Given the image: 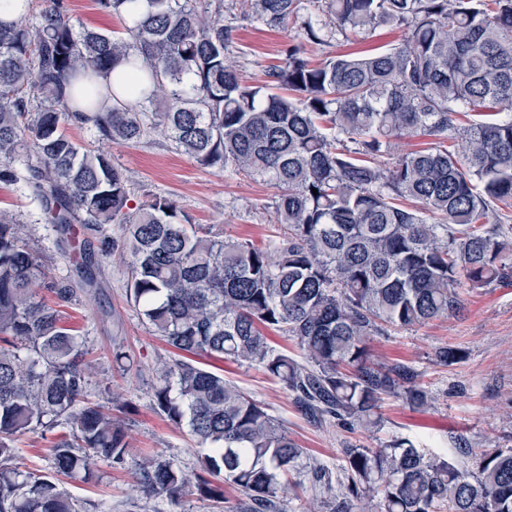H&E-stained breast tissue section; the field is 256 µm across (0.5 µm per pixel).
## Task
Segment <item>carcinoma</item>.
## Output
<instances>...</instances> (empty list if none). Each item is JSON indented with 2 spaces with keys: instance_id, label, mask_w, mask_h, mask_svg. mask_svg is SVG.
Instances as JSON below:
<instances>
[{
  "instance_id": "cac0c4a2",
  "label": "carcinoma",
  "mask_w": 512,
  "mask_h": 512,
  "mask_svg": "<svg viewBox=\"0 0 512 512\" xmlns=\"http://www.w3.org/2000/svg\"><path fill=\"white\" fill-rule=\"evenodd\" d=\"M271 24L299 0H249ZM127 15V37L75 32L62 0L32 20L0 19V180L27 186L72 253L75 276H55L26 225L0 211V512H79L59 477L90 482L96 465L131 464L149 498L186 487L229 512H280L304 456L284 425L224 375L183 358L160 368L154 411L187 425L202 453L187 471L161 453L129 461L118 397L92 398L87 338L61 307L97 287L94 269L130 256L126 297L172 349L255 363L313 419L371 430L387 395L422 406L417 372L369 361L379 324L414 327L457 311L458 279L482 288L512 275V0H327L301 22L315 44L404 29L383 53L313 66L292 47L260 86L227 56L221 11L193 0H97ZM118 77L135 104L92 115L97 78ZM79 123L98 139L134 144L158 132L204 166L275 185L286 229L267 243L226 240L155 196L132 211L130 181L110 155L73 142ZM413 136L428 146L380 158ZM460 142L459 152L448 150ZM317 192H312V189ZM438 216L436 224L429 216ZM122 234L112 236V225ZM297 340L305 363L270 349L259 326ZM460 350L444 346L435 362ZM50 434L53 472L11 465L22 436ZM344 478L330 512H512V450L474 473L409 441L342 449Z\"/></svg>"
}]
</instances>
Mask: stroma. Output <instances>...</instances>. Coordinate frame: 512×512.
Segmentation results:
<instances>
[{"label":"stroma","mask_w":512,"mask_h":512,"mask_svg":"<svg viewBox=\"0 0 512 512\" xmlns=\"http://www.w3.org/2000/svg\"><path fill=\"white\" fill-rule=\"evenodd\" d=\"M76 28L124 35L125 18L100 10L96 0H63ZM199 9L222 8L230 31L227 53L239 76L260 84L271 65L285 56L289 46H301L314 63L351 54L364 56L400 44L405 36L395 27L377 28L359 40L333 37L325 44L307 43L300 20L313 10L310 0H299L298 16L270 25L243 10L241 0H196ZM70 137L89 148L112 155L132 184L130 207L154 196L176 199L193 223L225 238L263 244L279 231L275 200L278 189L269 182L231 173L219 166H203L189 158L166 137L152 133L137 144L108 143L89 127L74 124ZM0 209L20 218L30 230L31 241L48 245L45 260L56 274L69 271L64 251L49 246L54 233L31 190L16 182L0 181ZM128 258L114 254L97 273V292L81 295L67 309V323L86 333L93 349L91 388L120 394L112 417L121 423L134 456L161 452L182 468L195 469L200 449L187 427H177L153 409L157 370L172 357L171 348L139 318L127 301L125 284ZM455 289L460 309L445 317L411 328L384 327L370 345V360L377 365L403 363L418 372L427 394L425 405H408L386 398L382 423L373 432L336 423L310 422L295 406L292 394L262 368L247 363L210 359L209 370L223 373L252 399L279 419L305 455L294 480L302 490L288 494L282 512H327L330 493L314 485L311 472L324 468L333 480H341L342 448L353 443L378 448L410 440L428 454H445L469 470H476L484 454L512 448V277L482 288L459 279ZM451 346L461 350L457 363L444 367L434 361L436 350ZM130 352L134 362L119 370L112 362L114 348ZM98 479L85 484L62 478L61 485L81 502L82 512H214L215 503L203 499L195 487H187L179 502L145 498L133 485L129 469L98 463Z\"/></svg>","instance_id":"obj_1"}]
</instances>
